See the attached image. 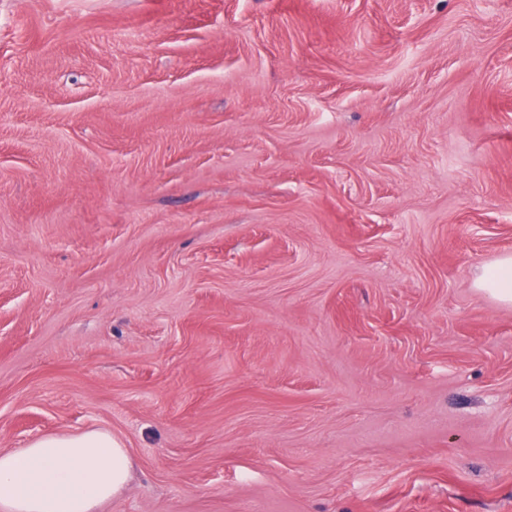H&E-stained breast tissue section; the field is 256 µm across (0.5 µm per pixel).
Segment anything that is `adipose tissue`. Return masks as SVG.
I'll return each mask as SVG.
<instances>
[{
	"instance_id": "obj_1",
	"label": "adipose tissue",
	"mask_w": 512,
	"mask_h": 512,
	"mask_svg": "<svg viewBox=\"0 0 512 512\" xmlns=\"http://www.w3.org/2000/svg\"><path fill=\"white\" fill-rule=\"evenodd\" d=\"M131 470L109 430L45 435L0 452V512H96L126 488Z\"/></svg>"
}]
</instances>
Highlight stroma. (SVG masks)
<instances>
[{
	"instance_id": "obj_1",
	"label": "stroma",
	"mask_w": 512,
	"mask_h": 512,
	"mask_svg": "<svg viewBox=\"0 0 512 512\" xmlns=\"http://www.w3.org/2000/svg\"><path fill=\"white\" fill-rule=\"evenodd\" d=\"M512 0H0V452L99 512H512ZM476 287L501 302L512 303V257H504L486 270L477 278ZM127 448L106 429L38 437L0 452L2 512H95L131 479Z\"/></svg>"
}]
</instances>
